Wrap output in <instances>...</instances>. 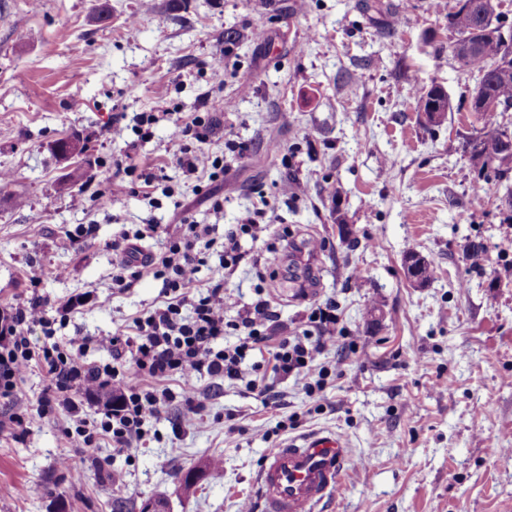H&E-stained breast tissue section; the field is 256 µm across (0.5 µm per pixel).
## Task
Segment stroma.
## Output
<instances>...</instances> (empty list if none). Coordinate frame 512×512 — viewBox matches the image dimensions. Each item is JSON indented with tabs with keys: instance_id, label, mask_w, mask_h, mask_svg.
<instances>
[{
	"instance_id": "stroma-1",
	"label": "stroma",
	"mask_w": 512,
	"mask_h": 512,
	"mask_svg": "<svg viewBox=\"0 0 512 512\" xmlns=\"http://www.w3.org/2000/svg\"><path fill=\"white\" fill-rule=\"evenodd\" d=\"M361 2L0 0V171L10 175L0 184V310L36 293L58 337L129 330L162 283L114 288L120 232L160 225L147 254L182 218L220 242L251 217L263 230L243 239L245 260L222 274L210 257L197 288L223 279L230 321L263 296L280 336L302 335L313 308L335 303L338 329L356 343L325 352L342 373L320 408L292 377L275 382L267 405L245 382L205 376L200 408L175 403L148 418L129 456L105 442L78 448L66 414L39 417L46 382L28 373L27 429L0 435V512H139L155 496L170 512H241L268 435L318 429L351 453L337 500L320 512H512V279L495 275L512 264V209L505 185L473 189L476 78L451 61L448 12L433 0H378L397 8L395 24ZM434 87L453 109L429 126L416 99ZM164 110L207 114L223 182L197 190L167 124L137 136L138 113ZM115 124L124 139L111 138ZM65 136L84 149L67 162L54 150ZM129 158L162 172L163 190L95 200L101 171ZM293 181L303 193L282 195ZM68 235L69 250L58 249ZM474 246L483 266L470 264ZM411 252L434 266L428 283L408 279ZM33 264L45 273L36 289Z\"/></svg>"
}]
</instances>
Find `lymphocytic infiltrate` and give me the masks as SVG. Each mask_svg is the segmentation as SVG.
Returning a JSON list of instances; mask_svg holds the SVG:
<instances>
[{"mask_svg": "<svg viewBox=\"0 0 512 512\" xmlns=\"http://www.w3.org/2000/svg\"><path fill=\"white\" fill-rule=\"evenodd\" d=\"M139 122L147 127L169 124L175 138L184 144L179 165L185 173L211 182L223 174L222 157L204 147L203 117L185 122L169 112H145ZM157 230V225L148 224L135 233H121L112 244V282L118 290L129 288L145 274L163 282L161 302L134 319L131 335L73 336L65 343L55 342V323L38 295L0 313V398L15 399L19 382L32 369H40L47 386L39 413L45 416L65 410L86 447L107 441L113 451L123 454L145 440L147 417L160 414L178 398L188 408H195L196 382L202 376L243 379L241 365L256 351H267L274 374L300 378L305 395L312 402L322 401L326 382L321 377L311 378L310 373L320 356L336 343L334 303L311 312L315 336H285L271 342L275 313L266 299L255 300L237 321L228 323L224 312L230 297L223 281L193 293L205 262L200 243L209 234L207 226L183 223L179 232L168 236L163 251L139 256L137 241ZM34 326L43 333V345H33L27 335ZM228 329L237 331V343L217 347V340ZM92 348L108 352L110 362L86 360ZM173 380L178 382V390H171ZM84 399L102 403L100 419L83 417L80 402Z\"/></svg>", "mask_w": 512, "mask_h": 512, "instance_id": "f902f5d3", "label": "lymphocytic infiltrate"}]
</instances>
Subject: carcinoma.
<instances>
[{
  "instance_id": "1",
  "label": "carcinoma",
  "mask_w": 512,
  "mask_h": 512,
  "mask_svg": "<svg viewBox=\"0 0 512 512\" xmlns=\"http://www.w3.org/2000/svg\"><path fill=\"white\" fill-rule=\"evenodd\" d=\"M496 0H456L455 11L448 14V26L454 31V41L448 45L454 51L460 45L463 56L458 60L460 67L482 78L481 94L488 100L512 107V65L500 66L507 56L512 57V43L505 44L497 30L504 26L496 12ZM417 111L425 116L434 112H449L452 104L442 89H432L417 98ZM486 136L469 143V154L476 172L474 189L481 182L494 178L500 182L512 178V150L496 152L495 159L485 158V152L494 141L499 124L497 116H483Z\"/></svg>"
}]
</instances>
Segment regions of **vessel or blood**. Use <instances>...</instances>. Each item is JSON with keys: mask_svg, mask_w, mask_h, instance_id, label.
I'll return each mask as SVG.
<instances>
[{"mask_svg": "<svg viewBox=\"0 0 512 512\" xmlns=\"http://www.w3.org/2000/svg\"><path fill=\"white\" fill-rule=\"evenodd\" d=\"M350 463L345 441L319 430L270 449L255 477L262 512H317L334 499Z\"/></svg>", "mask_w": 512, "mask_h": 512, "instance_id": "vessel-or-blood-1", "label": "vessel or blood"}]
</instances>
